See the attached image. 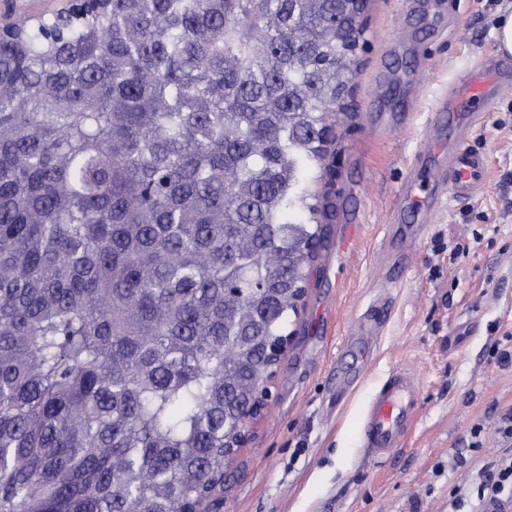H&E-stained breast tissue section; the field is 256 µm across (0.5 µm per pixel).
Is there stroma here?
<instances>
[{
	"label": "stroma",
	"instance_id": "stroma-1",
	"mask_svg": "<svg viewBox=\"0 0 512 512\" xmlns=\"http://www.w3.org/2000/svg\"><path fill=\"white\" fill-rule=\"evenodd\" d=\"M512 0H368L357 70L344 106L329 115L326 156L310 190L324 240L308 271L291 341L268 381L248 442L224 469L217 512H448L512 409V366L493 346L512 333V91L476 133L489 179L428 217L395 214V193L431 131L432 106L455 73L496 51L494 29ZM422 96H415V82ZM412 123H401L408 109ZM355 225L353 249L338 241ZM467 253L454 255L456 244ZM383 316L365 353L345 342ZM408 367L419 409L402 450L383 467L365 459L364 408L395 366ZM483 425L485 445L470 451Z\"/></svg>",
	"mask_w": 512,
	"mask_h": 512
}]
</instances>
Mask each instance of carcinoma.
<instances>
[{"mask_svg":"<svg viewBox=\"0 0 512 512\" xmlns=\"http://www.w3.org/2000/svg\"><path fill=\"white\" fill-rule=\"evenodd\" d=\"M364 7L86 0L0 33V512H214Z\"/></svg>","mask_w":512,"mask_h":512,"instance_id":"obj_1","label":"carcinoma"}]
</instances>
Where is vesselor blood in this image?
<instances>
[{"label":"vessel or blood","mask_w":512,"mask_h":512,"mask_svg":"<svg viewBox=\"0 0 512 512\" xmlns=\"http://www.w3.org/2000/svg\"><path fill=\"white\" fill-rule=\"evenodd\" d=\"M512 80L499 55L488 54L459 71L448 91L438 97L434 112L439 123L454 130L445 141L426 135L419 151L442 160L440 171L429 185L416 184L407 174L396 194V202L430 211L449 199H463L488 177L485 152L472 144V133L481 124L494 98ZM419 408V390L412 374L393 368L369 401L362 425V442L368 459L378 465L389 462L402 448Z\"/></svg>","instance_id":"vessel-or-blood-1"}]
</instances>
